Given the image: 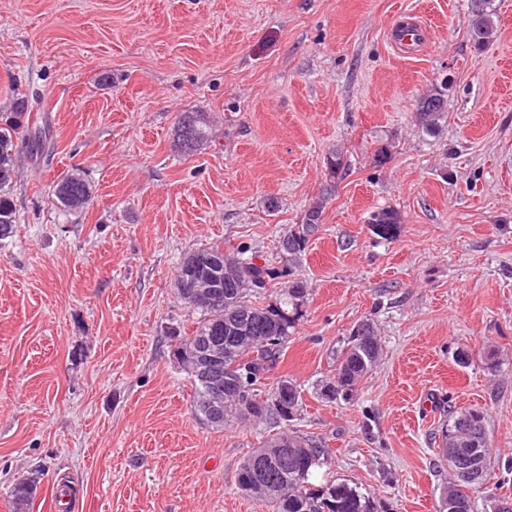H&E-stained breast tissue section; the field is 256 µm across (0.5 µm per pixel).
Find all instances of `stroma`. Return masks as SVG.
<instances>
[{
    "label": "stroma",
    "mask_w": 512,
    "mask_h": 512,
    "mask_svg": "<svg viewBox=\"0 0 512 512\" xmlns=\"http://www.w3.org/2000/svg\"><path fill=\"white\" fill-rule=\"evenodd\" d=\"M493 7L498 38L478 48L470 0H0V113L39 97L31 119L53 131L50 156L15 155L0 241V512L23 479L26 512H263L237 471L264 426L199 424L172 354L170 328L197 320L177 268L213 244L267 264L262 302L306 285L273 375L301 385L296 427L330 450L314 482L439 512L436 433L475 407V512L512 504V0ZM411 20L428 38L397 53ZM435 89L429 134L415 112ZM186 111L210 118L190 156L172 146ZM74 170L91 203L66 213L51 185ZM317 201L292 262L281 240ZM383 208L401 216L388 237L369 222ZM366 320L379 361L354 398L321 399ZM446 112L445 94L435 89L422 96L417 104L416 121L422 130L430 133L439 127Z\"/></svg>",
    "instance_id": "stroma-1"
}]
</instances>
